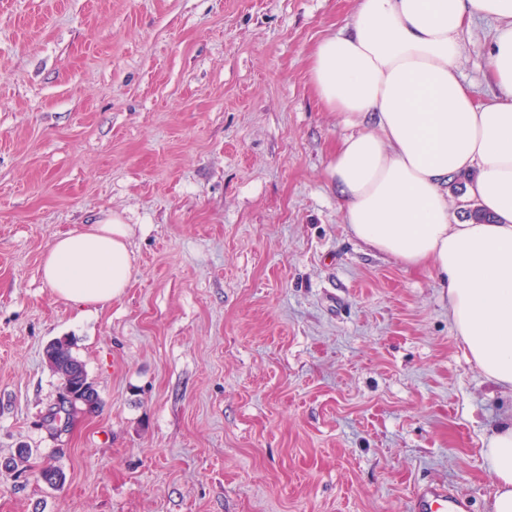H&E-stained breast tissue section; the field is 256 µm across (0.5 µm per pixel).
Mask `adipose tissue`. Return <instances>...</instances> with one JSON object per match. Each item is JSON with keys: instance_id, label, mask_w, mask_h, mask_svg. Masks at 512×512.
Instances as JSON below:
<instances>
[{"instance_id": "1", "label": "adipose tissue", "mask_w": 512, "mask_h": 512, "mask_svg": "<svg viewBox=\"0 0 512 512\" xmlns=\"http://www.w3.org/2000/svg\"><path fill=\"white\" fill-rule=\"evenodd\" d=\"M492 21L491 76L499 94L475 103L458 72L464 23ZM319 101L354 130L329 174L353 236L408 267L430 266L448 318L486 380L512 390V0H357L351 22L311 58ZM489 221L458 222L448 183ZM132 225L104 212L58 237L42 277L61 299L110 304L133 265ZM491 512H512V421L482 450Z\"/></svg>"}]
</instances>
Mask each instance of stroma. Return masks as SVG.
<instances>
[{
    "mask_svg": "<svg viewBox=\"0 0 512 512\" xmlns=\"http://www.w3.org/2000/svg\"><path fill=\"white\" fill-rule=\"evenodd\" d=\"M355 7L0 0V512H408L424 483L489 512L483 441L512 393L465 356L435 274L351 234L330 180L350 128L311 55ZM492 29L463 34L479 103ZM106 211L134 228L128 288L59 299L48 246ZM59 339L100 400L63 427Z\"/></svg>",
    "mask_w": 512,
    "mask_h": 512,
    "instance_id": "stroma-1",
    "label": "stroma"
}]
</instances>
